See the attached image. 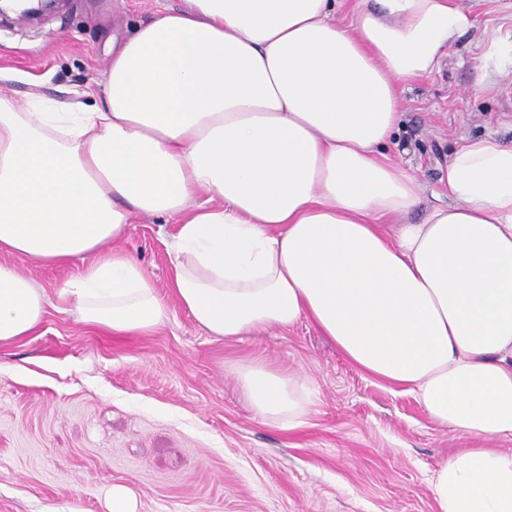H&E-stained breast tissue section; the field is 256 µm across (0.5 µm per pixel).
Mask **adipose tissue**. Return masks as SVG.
Segmentation results:
<instances>
[{"mask_svg":"<svg viewBox=\"0 0 512 512\" xmlns=\"http://www.w3.org/2000/svg\"><path fill=\"white\" fill-rule=\"evenodd\" d=\"M182 0L112 48L92 108L0 99V253L93 261L57 293L78 321L145 335L171 314L122 244L178 220L171 285L210 335L312 323L361 370L472 439L432 474L438 512H512V144L466 139L448 201L384 150L400 95L475 25L456 0ZM44 292L0 264V346ZM252 410L307 426L312 380L253 359Z\"/></svg>","mask_w":512,"mask_h":512,"instance_id":"adipose-tissue-1","label":"adipose tissue"}]
</instances>
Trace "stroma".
Here are the masks:
<instances>
[{"label":"stroma","mask_w":512,"mask_h":512,"mask_svg":"<svg viewBox=\"0 0 512 512\" xmlns=\"http://www.w3.org/2000/svg\"><path fill=\"white\" fill-rule=\"evenodd\" d=\"M475 28L440 68L402 95L387 152L448 199L441 176L454 149L492 135L512 142V0H458ZM180 0H64L33 22L0 17V97L92 103L112 41ZM177 226L140 215L125 249L172 302L144 336L78 322L53 299L77 265L39 266L0 253L52 302L38 328L0 346V512H104L112 485L137 512H437L434 470L468 447L413 396L351 364L310 322L224 340L173 303ZM263 358L305 372L317 391L308 425L265 423L243 399L231 364Z\"/></svg>","instance_id":"stroma-1"}]
</instances>
